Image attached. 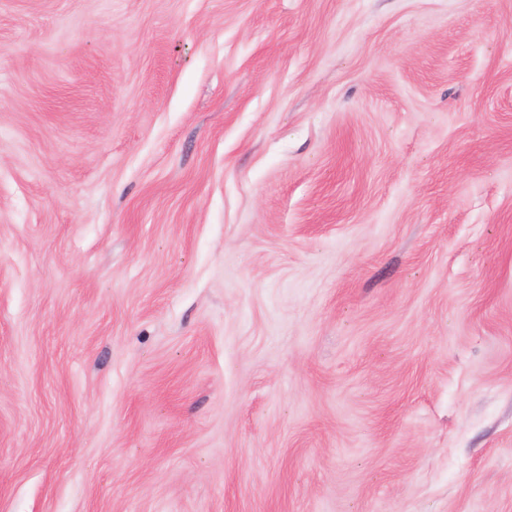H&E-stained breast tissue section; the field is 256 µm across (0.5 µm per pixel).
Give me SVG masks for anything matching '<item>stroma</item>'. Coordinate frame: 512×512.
Here are the masks:
<instances>
[{"mask_svg":"<svg viewBox=\"0 0 512 512\" xmlns=\"http://www.w3.org/2000/svg\"><path fill=\"white\" fill-rule=\"evenodd\" d=\"M0 512H512V0H0Z\"/></svg>","mask_w":512,"mask_h":512,"instance_id":"1","label":"stroma"}]
</instances>
